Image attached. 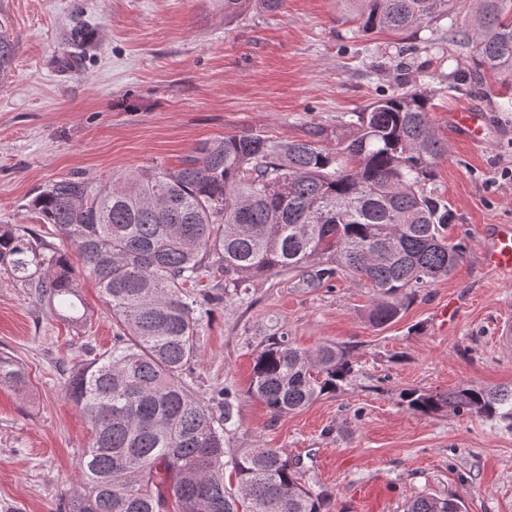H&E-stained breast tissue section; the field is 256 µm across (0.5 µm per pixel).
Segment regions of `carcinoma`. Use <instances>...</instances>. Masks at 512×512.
Returning a JSON list of instances; mask_svg holds the SVG:
<instances>
[{"label":"carcinoma","instance_id":"obj_1","mask_svg":"<svg viewBox=\"0 0 512 512\" xmlns=\"http://www.w3.org/2000/svg\"><path fill=\"white\" fill-rule=\"evenodd\" d=\"M256 1L266 12L281 0H224L231 20ZM365 32L400 33L448 17L454 0H339ZM86 25L71 30L56 58L81 62ZM448 36L469 49L478 75L512 76V0H476L471 20ZM14 45L0 31V74ZM336 148L326 130L298 140L258 132L199 146L177 169L152 167L93 186L64 178L31 206L77 253L57 251L29 231L0 225V271L35 289L39 301L66 308L78 322V277L94 278L112 313V349L75 366L64 390L90 429L78 463L83 491L59 512H323L325 496L299 481L277 448L226 456L231 394H218L224 416L184 379L198 356L205 305L249 294L262 275L317 267L316 278L346 275L376 288L369 322H394L419 289L449 276L466 243L452 236L453 214L434 186L443 151L429 100L406 91L353 114ZM224 276V293L191 291L203 271ZM353 370L346 348L300 349L285 334L256 351L249 392L274 417L336 391ZM0 386L23 391L26 368L0 353ZM409 409L476 413L512 424V386L459 387L448 393L410 389ZM236 487L224 484V468ZM407 512H459L451 499L414 498Z\"/></svg>","mask_w":512,"mask_h":512}]
</instances>
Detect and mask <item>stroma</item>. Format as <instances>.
I'll use <instances>...</instances> for the list:
<instances>
[{
	"label": "stroma",
	"mask_w": 512,
	"mask_h": 512,
	"mask_svg": "<svg viewBox=\"0 0 512 512\" xmlns=\"http://www.w3.org/2000/svg\"><path fill=\"white\" fill-rule=\"evenodd\" d=\"M451 20L404 35L361 31L337 0H282L224 19V0H0L14 58L0 77V224L67 244L30 207L53 181L94 184L154 165L179 167L202 143L243 132L303 139L342 128L375 98L407 89L430 100L444 143L436 185L467 251L453 274L421 289L399 318L376 328L365 282L317 281L310 269L256 280L246 299L208 306L192 392L235 395L230 451L277 448L302 482L329 495L326 512H404L421 495L461 512H512V428L476 414L407 409V389L512 384V278L480 251L495 225H512V83L474 79L448 40ZM93 32L82 66L54 60L71 29ZM491 117L486 141L457 137L449 113ZM87 317L70 323L33 288L0 272V352L19 359L29 387H0V512H57L80 488L89 441L64 384L79 363L111 349L116 327L95 283L80 281ZM282 331L299 347H346L353 373L335 393L278 417L248 388L255 352Z\"/></svg>",
	"instance_id": "stroma-1"
}]
</instances>
